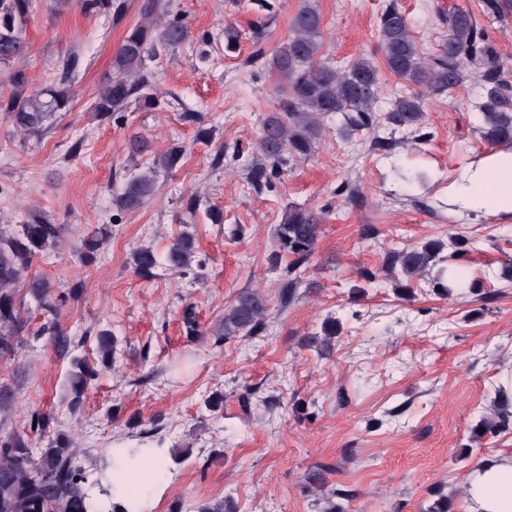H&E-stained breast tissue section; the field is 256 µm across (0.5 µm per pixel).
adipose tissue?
I'll list each match as a JSON object with an SVG mask.
<instances>
[{
  "label": "adipose tissue",
  "instance_id": "adipose-tissue-1",
  "mask_svg": "<svg viewBox=\"0 0 512 512\" xmlns=\"http://www.w3.org/2000/svg\"><path fill=\"white\" fill-rule=\"evenodd\" d=\"M450 192L492 215L512 212V153L494 155L469 169L462 183L451 187ZM163 469L164 459L158 449L146 448L138 467L117 471L115 481L124 497L144 507ZM469 497L468 512H512V457L481 462L470 477Z\"/></svg>",
  "mask_w": 512,
  "mask_h": 512
}]
</instances>
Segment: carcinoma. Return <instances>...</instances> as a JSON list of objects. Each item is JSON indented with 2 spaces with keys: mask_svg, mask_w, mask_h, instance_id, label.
<instances>
[{
  "mask_svg": "<svg viewBox=\"0 0 512 512\" xmlns=\"http://www.w3.org/2000/svg\"><path fill=\"white\" fill-rule=\"evenodd\" d=\"M89 15H105L122 20V0H77ZM35 0H0V64L21 55L26 48L27 20ZM321 14L313 0L294 16L290 33L268 58V67L281 79L284 98L280 111L268 115L262 126L258 154L249 171L252 184L262 186L270 176L281 172L283 165L310 155L324 122L338 117L343 129L354 130L372 125L378 102L379 76L373 63L364 57L340 71L320 60ZM448 41L438 56L427 58L419 53L412 38L407 16L391 3L382 13L379 42L386 68L395 76L433 92H446L460 83L462 60L477 61L482 48L479 32L471 16L463 11L448 17ZM189 37V31L178 19L167 22L152 34L146 25L132 27L112 60V75L101 85L94 101V111L102 117L124 112L134 102L156 106L150 77L141 72L142 61L150 50L175 48ZM480 91L475 103L478 130L485 141L512 142V94L509 82L498 69H487L478 80ZM69 88L47 87L35 94L13 95L0 100V111L7 112L18 126L39 130L54 112L69 103ZM425 119L422 95L410 92L395 98L385 112L389 129L417 130ZM155 188V169L132 175L118 196L126 209L140 207ZM62 227L42 216L31 214L11 232L0 231V360L15 356L18 336L25 328L20 316L24 299L21 289L45 311L54 309L50 286L32 273L34 258L61 242ZM280 251L292 257L289 279L283 295L292 297L299 284L297 269L308 261L320 237V219L312 211L297 206L289 209L278 225ZM466 242L457 239L452 251L443 256L442 244L428 242L423 246L392 252L383 266L384 273L407 279L423 275L436 266L437 287L453 294L464 284L455 260L464 253ZM194 254V237L182 234L167 252V262L186 267ZM159 261L151 249L134 254L135 271L150 276ZM267 304L258 292L242 293L224 312L226 336H252L263 329ZM81 370L72 387L70 409L82 402L93 370L80 363ZM53 418L35 411L30 414L28 431L8 429L0 420V512H128V508L112 502V485L102 489L106 501L94 502L85 484L87 473L79 464L78 449L62 433L51 432Z\"/></svg>",
  "mask_w": 512,
  "mask_h": 512,
  "instance_id": "1",
  "label": "carcinoma"
}]
</instances>
